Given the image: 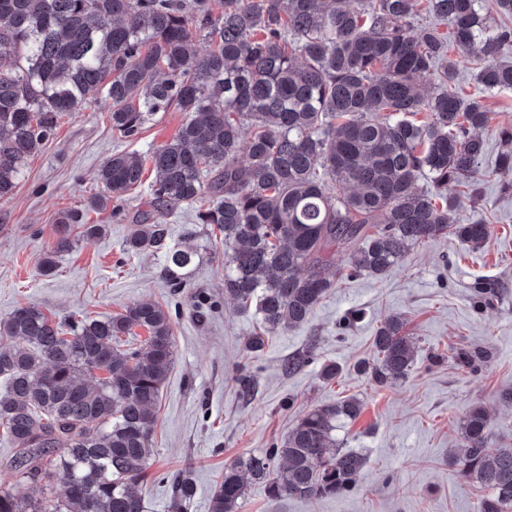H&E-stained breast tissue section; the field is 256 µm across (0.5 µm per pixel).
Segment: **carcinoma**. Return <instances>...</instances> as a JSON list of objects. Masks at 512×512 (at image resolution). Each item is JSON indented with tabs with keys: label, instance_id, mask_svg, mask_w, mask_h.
I'll list each match as a JSON object with an SVG mask.
<instances>
[{
	"label": "carcinoma",
	"instance_id": "cac0c4a2",
	"mask_svg": "<svg viewBox=\"0 0 512 512\" xmlns=\"http://www.w3.org/2000/svg\"><path fill=\"white\" fill-rule=\"evenodd\" d=\"M482 0H0V198L16 190L28 158L58 117L96 91L112 105V130L137 138L174 107L185 120L150 157L152 223L139 224L126 253L162 250L180 288L197 252L172 242L167 216L194 207L195 223L224 236V297L255 305L263 336L306 323L335 287L324 273L332 246L348 251L345 277H380L421 243L451 234L480 248L490 225L456 224L459 194L475 204L486 173L480 130L489 110L452 91L448 42L463 48L486 93L512 90V27L482 14ZM450 25L413 30L420 6ZM211 43L195 49V36ZM425 114L424 119L414 116ZM494 172L512 186V128ZM246 163L240 162V157ZM135 153L111 154L96 180L103 209L142 183ZM429 186H417L422 177ZM103 224L72 209L56 221L42 258L52 274L72 235ZM136 328L148 336L121 348ZM405 322L377 326L375 357L362 371L381 386L408 376L414 348ZM0 430L16 452L18 482L53 472L65 493L46 502L0 488V512H145L133 486L154 448V408L175 356L168 311L143 302L104 320L68 324L33 306L0 320ZM103 371L104 377L96 376ZM362 401L310 409L278 446L224 467L210 512H238L244 478L273 499L339 497L366 457L336 446L335 431ZM488 419L473 408L465 449L453 459L486 490L479 512H512V448L487 449ZM172 512L194 496L189 472L175 478Z\"/></svg>",
	"mask_w": 512,
	"mask_h": 512
}]
</instances>
